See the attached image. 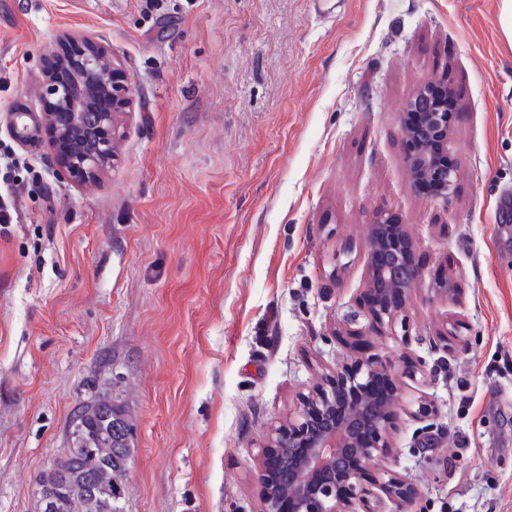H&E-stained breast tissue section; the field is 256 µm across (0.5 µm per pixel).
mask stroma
<instances>
[{"instance_id": "stroma-1", "label": "stroma", "mask_w": 512, "mask_h": 512, "mask_svg": "<svg viewBox=\"0 0 512 512\" xmlns=\"http://www.w3.org/2000/svg\"><path fill=\"white\" fill-rule=\"evenodd\" d=\"M500 0H0V148L18 219L0 232V512H37L90 383L135 425L122 512H261L269 423L366 334L395 368L390 470L408 512H512V47ZM66 34L119 60L133 98L111 167L58 180L46 111ZM444 82L463 114L450 205L414 192L401 121ZM390 213L423 276L406 332L371 331L369 223ZM457 280L461 295L433 290ZM461 320L458 340L442 326ZM430 417L414 416L418 398Z\"/></svg>"}]
</instances>
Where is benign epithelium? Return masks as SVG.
<instances>
[{"label": "benign epithelium", "mask_w": 512, "mask_h": 512, "mask_svg": "<svg viewBox=\"0 0 512 512\" xmlns=\"http://www.w3.org/2000/svg\"><path fill=\"white\" fill-rule=\"evenodd\" d=\"M105 61L104 51L89 43L80 64L98 69ZM42 91L66 104L41 117V125L52 135L61 159L58 177L92 175L110 164L119 133L116 114L131 103V92L121 83L117 69H112V82L91 85L82 105L64 97L52 78ZM102 97L112 99V111L96 109ZM407 110L416 111L415 123L403 127L405 142L413 146L405 158L411 186L417 187L421 180L433 182L434 199L446 206L456 194L457 173L441 163L439 154L448 153L451 130L463 114L450 116L438 111L422 88L414 92ZM30 118L31 113L22 108L9 112V135L25 141L21 131L30 124ZM415 249L402 225L383 212L373 216L365 267L369 315L378 327L395 329L403 302L422 277ZM393 368L390 358L374 354L329 370L321 384L299 394L298 405L288 420L270 424L258 454L262 512H358L360 507L363 512H383L377 506L380 491L391 501L393 512H406L411 489L396 475L389 473L387 479L370 485L364 478L366 464L391 453L396 428L394 397H385L376 412L368 387L374 377L389 375ZM286 450L294 454V464L285 495L275 484V473Z\"/></svg>", "instance_id": "benign-epithelium-1"}]
</instances>
